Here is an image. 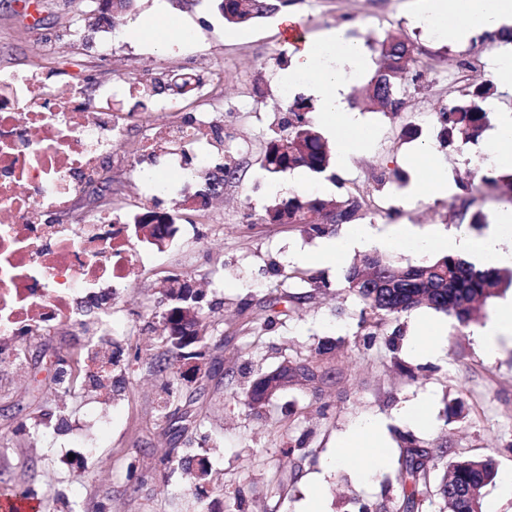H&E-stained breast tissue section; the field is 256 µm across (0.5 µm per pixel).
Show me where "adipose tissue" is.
Listing matches in <instances>:
<instances>
[{
  "label": "adipose tissue",
  "mask_w": 512,
  "mask_h": 512,
  "mask_svg": "<svg viewBox=\"0 0 512 512\" xmlns=\"http://www.w3.org/2000/svg\"><path fill=\"white\" fill-rule=\"evenodd\" d=\"M418 17L435 24L444 38L464 42L477 33L496 35L498 40L512 39V0H420ZM372 62L361 40L352 36L348 26L325 30L319 38L306 41L292 50L290 62L280 75L289 87L305 85L318 102V117L336 142V163L346 165L355 150L369 144L372 137L361 131V117L348 103L351 80L370 70ZM417 176L408 191L418 195L430 192L438 197L448 194V179L437 164L431 149L416 155ZM495 229L474 238L462 232L418 237L405 234V245L422 251L446 254L468 253L488 265H512V243L502 227L512 224V205L504 206L495 218ZM383 448L379 421L369 420L342 436L333 450L336 462H353L374 472Z\"/></svg>",
  "instance_id": "1"
}]
</instances>
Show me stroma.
<instances>
[{
  "label": "stroma",
  "mask_w": 512,
  "mask_h": 512,
  "mask_svg": "<svg viewBox=\"0 0 512 512\" xmlns=\"http://www.w3.org/2000/svg\"><path fill=\"white\" fill-rule=\"evenodd\" d=\"M416 4L293 0L291 10L300 15L307 38L346 24L367 45L393 32L443 61L468 51L488 62L496 38L448 43L412 25ZM95 10L94 0H0V77L16 73L62 90L78 87L90 96L113 84L115 107L123 112L139 111L141 102H148L154 124L135 128L124 143L107 149L100 163L112 177V208L137 210L146 204L178 214L177 232L165 247L144 245L137 274L109 307L84 314L82 325L29 340L20 360L0 363V492L37 498L41 512H67L71 504L77 512H170L172 500L192 492L187 474L163 462L174 448L182 456L209 458L222 474L224 493L211 496L213 512H300L308 481L316 475L324 478L328 512H404L397 480L404 435L435 453L432 484H439L448 462L458 457H489L498 474H512V337L492 355L475 337L476 327L501 302L512 300V289L488 299L475 322L465 326L421 307L369 333L359 325V300L344 286L345 269L316 260L326 239L342 236L346 225L322 236L263 221L267 207L289 198L282 189L288 174L271 178L258 164L263 141L294 97L278 81L289 64L290 41L277 17L235 27L224 23L211 0H135L127 16L113 19L109 29L94 30L90 45L73 44L72 32L86 28ZM160 13L186 31L164 53L129 33L132 20L148 22ZM200 66L221 71L222 81L177 98L165 92L149 99L137 83L146 73L166 80ZM486 78L483 69L458 74L443 64L407 95L400 114L358 104L363 122L375 132L373 142L338 170L337 182L306 174L303 191L307 197L339 200L344 186L370 185L378 207L377 216L366 219L373 235L349 253L348 262L380 249L397 264H416L423 252L386 248L383 240L403 227L428 233L458 226L455 188L469 182L470 171L482 163L490 134L446 145L433 117L443 105L466 104L464 88ZM172 100L189 119L224 115L223 148L203 145L181 159L185 171L203 164L214 172L223 166L225 150L233 151L239 178L208 203L197 197L200 182L171 172L167 147L145 161L142 171L126 165L130 151L164 123L163 106ZM410 121L417 123L418 136H401L402 125ZM425 144L434 149L453 187L447 197L404 194L411 161ZM381 164L388 175L377 185L372 173ZM287 265L312 277L300 288L301 301L277 297L279 269ZM174 275L204 292L205 310L219 322L220 333L200 371L179 382V414L166 418L159 403L169 375L156 363L164 352L162 289ZM271 308L279 317L260 340H252L253 321ZM107 316L121 329L103 339L98 328ZM433 325L443 328V336L431 355L415 356L407 337ZM98 339L105 351L120 353L105 387L89 385L81 370L61 386L49 359H70L81 367L88 343ZM324 340L339 341L341 347L333 356L318 355ZM286 360L324 365L328 377L319 391L290 388L264 407H244L247 379ZM421 398L429 401L426 424L415 427L400 411ZM92 411L110 416L111 424L80 465L68 466L71 423ZM184 413L196 417V424L182 428ZM367 418L383 422L385 445L382 464L369 481L353 467L331 463L337 439Z\"/></svg>",
  "instance_id": "obj_1"
}]
</instances>
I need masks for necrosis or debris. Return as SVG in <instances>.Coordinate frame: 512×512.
<instances>
[{
	"label": "necrosis or debris",
	"mask_w": 512,
	"mask_h": 512,
	"mask_svg": "<svg viewBox=\"0 0 512 512\" xmlns=\"http://www.w3.org/2000/svg\"><path fill=\"white\" fill-rule=\"evenodd\" d=\"M20 101L11 78L0 80V360L17 358V343L75 322L85 301L119 295L135 274L137 236L127 215L94 212L82 224H50L46 206L64 209L71 196L101 178L103 144L132 130L136 115L71 90L28 83ZM161 142L221 146L212 121L170 113Z\"/></svg>",
	"instance_id": "obj_1"
}]
</instances>
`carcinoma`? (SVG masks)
<instances>
[{
    "label": "carcinoma",
    "mask_w": 512,
    "mask_h": 512,
    "mask_svg": "<svg viewBox=\"0 0 512 512\" xmlns=\"http://www.w3.org/2000/svg\"><path fill=\"white\" fill-rule=\"evenodd\" d=\"M289 0H216L215 9L229 24H246L275 15L288 6ZM380 67L362 90L364 97L385 112L396 114L404 105L409 88H417L424 74L436 69L437 61L416 52L405 38L392 33L376 42ZM494 95V84L481 82L468 91L466 105L443 108L437 115L441 137L448 140L459 137L465 141L476 139L487 124L488 110L485 102ZM288 117L280 130L267 138L261 147L262 168L271 176L296 168H306L317 176L336 180L328 173L330 155L325 138L315 125L310 112L311 103L295 97L286 104ZM476 198L465 195L457 206L459 221L480 224L486 215L473 210ZM370 210V193L359 185L346 189V197L332 205L315 198L294 196L287 202L265 210V220L270 224H298L300 231L323 234L328 224H353L362 220ZM178 216L154 210H145L136 216L135 223L152 226L150 244L164 242L172 232ZM345 287L363 304L361 323L378 324L388 317H398L421 305L454 317L462 324L472 319L474 303L490 299L512 288V270L481 269L460 256L439 255L416 265H398L385 255L373 251L366 254L359 264L353 265L346 276ZM166 311H175L171 317L161 316L163 342L173 358L191 359L194 351L205 355L204 348L217 332L215 321L204 310L193 311L189 316L184 310L189 303L181 301L175 288L166 292ZM321 367L312 362H292L288 374L276 371L258 374L251 379L244 391V404L250 408L269 403L284 390L283 381L290 386L315 383V373ZM401 452L402 491L406 512H418L430 495V462L433 455L418 445L415 439L402 437ZM195 485L197 504H202L204 484L211 482V470L200 462L199 472L185 467ZM495 461L490 458L460 457L449 462L448 474L438 488V494L448 507V512H473L483 507L484 492L493 482Z\"/></svg>",
    "instance_id": "obj_1"
}]
</instances>
